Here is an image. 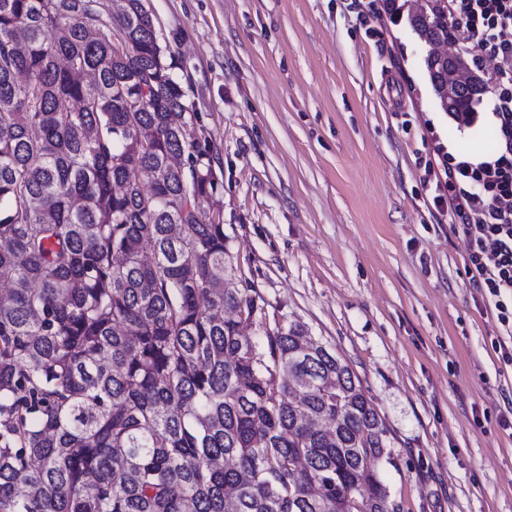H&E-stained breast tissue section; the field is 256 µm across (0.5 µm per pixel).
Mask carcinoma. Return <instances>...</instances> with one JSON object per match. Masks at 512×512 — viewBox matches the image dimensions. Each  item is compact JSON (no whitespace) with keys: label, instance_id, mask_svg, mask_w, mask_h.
<instances>
[{"label":"carcinoma","instance_id":"obj_1","mask_svg":"<svg viewBox=\"0 0 512 512\" xmlns=\"http://www.w3.org/2000/svg\"><path fill=\"white\" fill-rule=\"evenodd\" d=\"M173 67L144 0H0V512H399L357 376L230 266Z\"/></svg>","mask_w":512,"mask_h":512}]
</instances>
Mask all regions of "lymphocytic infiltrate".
<instances>
[{
  "mask_svg": "<svg viewBox=\"0 0 512 512\" xmlns=\"http://www.w3.org/2000/svg\"><path fill=\"white\" fill-rule=\"evenodd\" d=\"M448 24L493 94L495 157L473 164L443 155L434 171V204L451 210L453 230L467 244L464 272L512 335V0H447ZM499 61L484 68L486 58Z\"/></svg>",
  "mask_w": 512,
  "mask_h": 512,
  "instance_id": "f902f5d3",
  "label": "lymphocytic infiltrate"
}]
</instances>
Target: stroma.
Wrapping results in <instances>:
<instances>
[{"label": "stroma", "instance_id": "35a3bbf8", "mask_svg": "<svg viewBox=\"0 0 512 512\" xmlns=\"http://www.w3.org/2000/svg\"><path fill=\"white\" fill-rule=\"evenodd\" d=\"M200 120L243 276L344 360L384 420L400 512H512V361L425 171L490 159L489 99L442 112L428 48L370 0H144Z\"/></svg>", "mask_w": 512, "mask_h": 512}]
</instances>
